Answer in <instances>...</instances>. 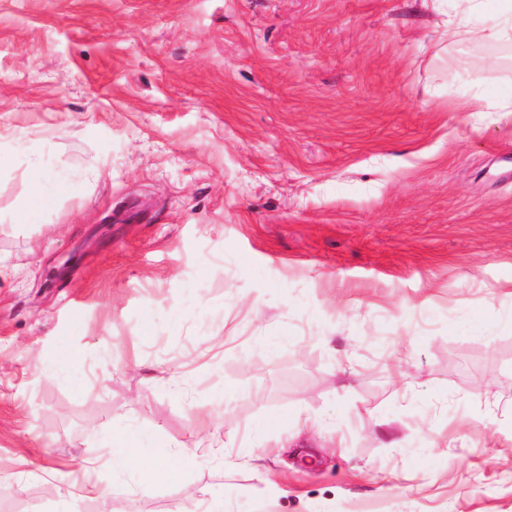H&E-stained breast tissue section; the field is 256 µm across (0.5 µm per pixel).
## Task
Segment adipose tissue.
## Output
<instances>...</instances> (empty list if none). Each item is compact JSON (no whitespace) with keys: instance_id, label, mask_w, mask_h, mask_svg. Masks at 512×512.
Here are the masks:
<instances>
[{"instance_id":"obj_1","label":"adipose tissue","mask_w":512,"mask_h":512,"mask_svg":"<svg viewBox=\"0 0 512 512\" xmlns=\"http://www.w3.org/2000/svg\"><path fill=\"white\" fill-rule=\"evenodd\" d=\"M492 11L500 14V23L492 28L472 25L475 14ZM437 40L441 43L462 41L491 42L512 46V0H455L453 16L448 25L438 30ZM148 436L144 433L125 434L117 438V447L112 453L113 470L126 472L145 470L155 465L160 458L169 456L166 448L155 449L151 456H144Z\"/></svg>"}]
</instances>
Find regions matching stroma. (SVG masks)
Returning <instances> with one entry per match:
<instances>
[{"instance_id":"stroma-1","label":"stroma","mask_w":512,"mask_h":512,"mask_svg":"<svg viewBox=\"0 0 512 512\" xmlns=\"http://www.w3.org/2000/svg\"><path fill=\"white\" fill-rule=\"evenodd\" d=\"M451 13L0 0V512H512V62ZM148 437L146 433H135L113 438L112 446L116 442L119 448L113 450L112 469L120 472L145 470L156 466L155 463L160 458L171 454V450L168 448H157L150 458L145 457L141 448L147 447Z\"/></svg>"}]
</instances>
